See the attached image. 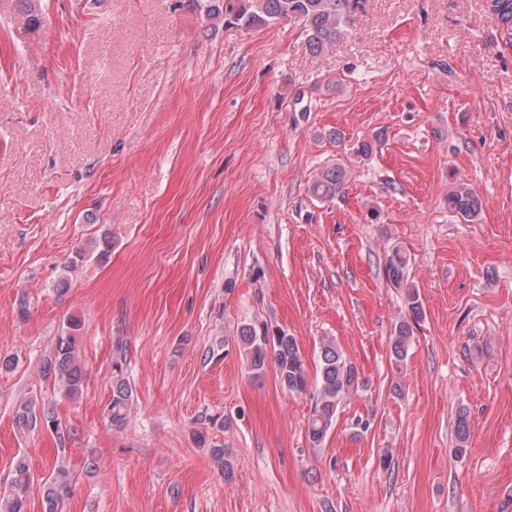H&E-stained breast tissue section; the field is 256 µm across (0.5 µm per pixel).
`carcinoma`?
<instances>
[{
	"mask_svg": "<svg viewBox=\"0 0 512 512\" xmlns=\"http://www.w3.org/2000/svg\"><path fill=\"white\" fill-rule=\"evenodd\" d=\"M351 2L356 0H200V6L208 18L248 30L270 28L283 21L297 22L305 33L310 53L320 55L344 34ZM485 4L508 38L512 39V0H485ZM347 178L344 166H327L312 182L310 192L321 201H330L343 191ZM448 210L471 220L480 214L482 200L469 184L459 182L448 193ZM409 267L407 253L393 247L386 257L385 276L392 287L403 292L407 308V315L395 324L392 337L391 357L397 365L406 360L413 339V326L424 317L418 290L409 281ZM81 329V320L69 319L65 331L58 336L52 356L43 366V375L53 379L61 394L70 400L79 399L83 392L84 367L78 353ZM239 343L253 375L264 372L266 365L271 363L285 391L301 394L307 390V371L298 342L287 331L272 330L264 322L251 323L241 328ZM125 364V351L118 346L112 357V397L105 410L108 422L115 429L126 424L133 395L125 377ZM358 385L359 377L354 366L336 343L328 339L321 341L319 381L307 425V437L312 445L322 444L336 419L339 404ZM39 418L59 441H64L65 433L53 407L42 408L38 417L32 406L24 403L14 414L15 424L21 430L36 428ZM469 437L468 414L466 409L460 408L456 412V458L467 454ZM209 451L224 474V480H232L234 466L228 453L214 445L209 447ZM34 483L35 476L27 458H14L8 495L0 496V512H26L25 505ZM72 485L73 475L67 467H53L39 485L43 512H64Z\"/></svg>",
	"mask_w": 512,
	"mask_h": 512,
	"instance_id": "carcinoma-1",
	"label": "carcinoma"
}]
</instances>
